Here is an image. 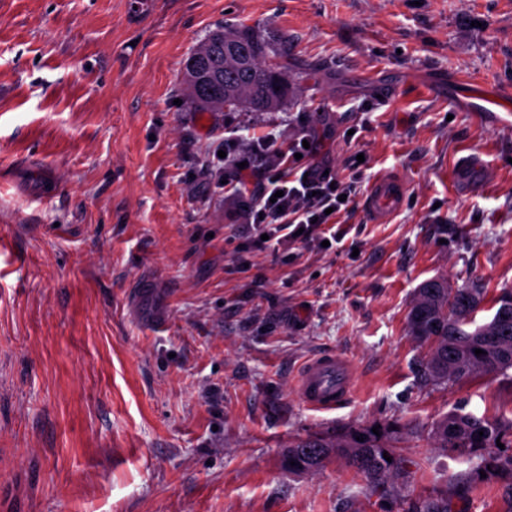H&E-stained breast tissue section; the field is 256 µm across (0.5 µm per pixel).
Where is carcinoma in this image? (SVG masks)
Wrapping results in <instances>:
<instances>
[{
	"instance_id": "cac0c4a2",
	"label": "carcinoma",
	"mask_w": 512,
	"mask_h": 512,
	"mask_svg": "<svg viewBox=\"0 0 512 512\" xmlns=\"http://www.w3.org/2000/svg\"><path fill=\"white\" fill-rule=\"evenodd\" d=\"M280 43L250 26H217L191 54L184 80L190 104L205 112L245 108L271 112L287 100L290 85L285 68L270 62L280 55ZM486 291L475 285L448 287L434 278L423 282L408 315V329L420 345L427 347L426 369L442 383L458 382L474 375H505L512 370V295L497 300L491 328L474 325L483 310ZM483 354H475V350ZM459 404L434 423L432 433L439 448L468 460L492 481L507 475L512 480V421L503 424ZM484 435H479V432ZM363 436L364 441L356 440ZM504 444L499 448L497 443ZM392 461H387L383 453ZM333 455L364 474L374 487L405 473L406 459L391 443L386 430L374 434L365 428L334 436L314 434L288 444L283 465L290 473L320 470ZM408 512H452L448 496L411 503Z\"/></svg>"
}]
</instances>
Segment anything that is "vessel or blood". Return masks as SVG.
<instances>
[{"label":"vessel or blood","mask_w":512,"mask_h":512,"mask_svg":"<svg viewBox=\"0 0 512 512\" xmlns=\"http://www.w3.org/2000/svg\"><path fill=\"white\" fill-rule=\"evenodd\" d=\"M405 199V187L400 179L382 177L371 186L365 199L370 220L381 224L398 211ZM354 371L349 359L336 354L319 355L303 367L296 393L307 407L328 411L345 403L354 388Z\"/></svg>","instance_id":"obj_1"}]
</instances>
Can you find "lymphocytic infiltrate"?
<instances>
[{"label": "lymphocytic infiltrate", "mask_w": 512, "mask_h": 512, "mask_svg": "<svg viewBox=\"0 0 512 512\" xmlns=\"http://www.w3.org/2000/svg\"><path fill=\"white\" fill-rule=\"evenodd\" d=\"M223 149L224 156H212L209 167L230 183L233 195L247 197L245 232L252 246L277 254L323 242L332 233L341 197L351 194L353 185L315 165L316 148H304L298 137L284 150L267 137L246 156L231 139Z\"/></svg>", "instance_id": "obj_1"}]
</instances>
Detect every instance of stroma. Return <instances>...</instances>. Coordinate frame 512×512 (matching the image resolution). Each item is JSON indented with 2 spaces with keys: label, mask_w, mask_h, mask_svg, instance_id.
<instances>
[{
  "label": "stroma",
  "mask_w": 512,
  "mask_h": 512,
  "mask_svg": "<svg viewBox=\"0 0 512 512\" xmlns=\"http://www.w3.org/2000/svg\"><path fill=\"white\" fill-rule=\"evenodd\" d=\"M220 24L287 39L281 108L186 103L185 62ZM479 91L512 92V0H0V512H406L441 494L504 512V481L469 478L431 425L462 402L512 419V379L434 384L407 326L428 279L478 284L488 309L512 291V116L474 111ZM300 132L356 180L343 238L239 263L245 203L206 161ZM383 176L406 195L374 224ZM325 353L355 389L315 411L295 387ZM371 426L408 460L389 491L336 457L282 465L294 440ZM404 199L405 187L400 179L381 177L372 184L364 204L370 220L383 224L401 208Z\"/></svg>",
  "instance_id": "stroma-1"
}]
</instances>
